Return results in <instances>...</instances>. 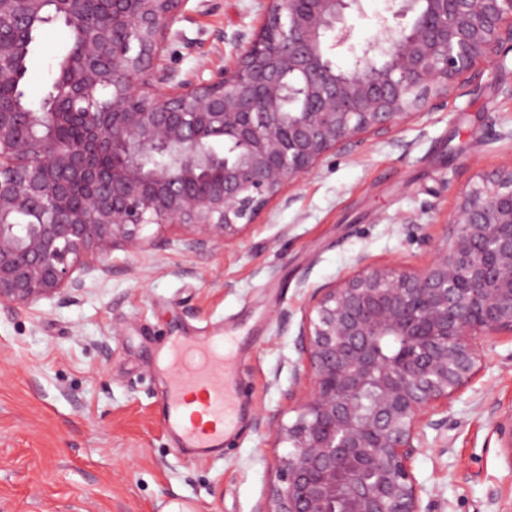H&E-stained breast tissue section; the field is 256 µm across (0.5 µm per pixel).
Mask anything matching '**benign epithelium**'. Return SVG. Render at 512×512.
Here are the masks:
<instances>
[{
    "label": "benign epithelium",
    "instance_id": "obj_1",
    "mask_svg": "<svg viewBox=\"0 0 512 512\" xmlns=\"http://www.w3.org/2000/svg\"><path fill=\"white\" fill-rule=\"evenodd\" d=\"M386 2L379 34L356 46L361 0H272L233 72L176 82L163 56L187 0H0V88L19 84L12 49L33 18L77 35L42 111L0 97V306L77 301L84 274L112 273L113 250L151 245L149 224L193 228L189 254L234 241L325 155L389 136L512 49V0H423L407 26L410 0ZM345 46L355 64L340 71ZM104 89L111 108L95 112ZM421 241L424 269L361 256L309 293L295 340L305 393L283 394L293 423L259 419L288 452L254 512H430L413 473L425 428L476 377L483 343L512 337V167Z\"/></svg>",
    "mask_w": 512,
    "mask_h": 512
}]
</instances>
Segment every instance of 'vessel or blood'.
<instances>
[{
	"label": "vessel or blood",
	"mask_w": 512,
	"mask_h": 512,
	"mask_svg": "<svg viewBox=\"0 0 512 512\" xmlns=\"http://www.w3.org/2000/svg\"><path fill=\"white\" fill-rule=\"evenodd\" d=\"M224 359L220 339L202 344L177 341L171 347L172 402L163 409L161 420L203 456L223 442L235 415L228 396L235 382Z\"/></svg>",
	"instance_id": "vessel-or-blood-1"
}]
</instances>
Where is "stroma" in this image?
Masks as SVG:
<instances>
[{"instance_id": "1", "label": "stroma", "mask_w": 512, "mask_h": 512, "mask_svg": "<svg viewBox=\"0 0 512 512\" xmlns=\"http://www.w3.org/2000/svg\"><path fill=\"white\" fill-rule=\"evenodd\" d=\"M270 0H188L165 61L178 79L233 68ZM69 33L48 25L28 59L24 91L39 102ZM512 52L482 68L464 94L437 99L392 142L367 137L331 154L271 201L236 243L195 258L183 226H146L157 248L114 250L112 273L85 277L77 302L44 298L0 313V512H253L276 480L285 444L259 427L297 414L283 394L298 359L282 311L299 313L301 280L352 272L359 256L426 266L460 192L512 165ZM235 337L240 388L234 435L206 457L182 453L161 424L169 381L156 357L170 341ZM512 413V338L484 345L477 380L427 429L413 462L432 512H512V451L493 428Z\"/></svg>"}]
</instances>
